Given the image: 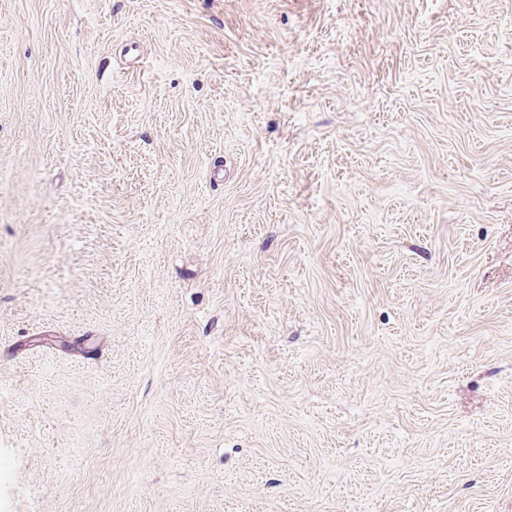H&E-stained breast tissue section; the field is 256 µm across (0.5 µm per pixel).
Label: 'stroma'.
<instances>
[{"instance_id": "35a3bbf8", "label": "stroma", "mask_w": 512, "mask_h": 512, "mask_svg": "<svg viewBox=\"0 0 512 512\" xmlns=\"http://www.w3.org/2000/svg\"><path fill=\"white\" fill-rule=\"evenodd\" d=\"M0 512H512V0H0Z\"/></svg>"}]
</instances>
